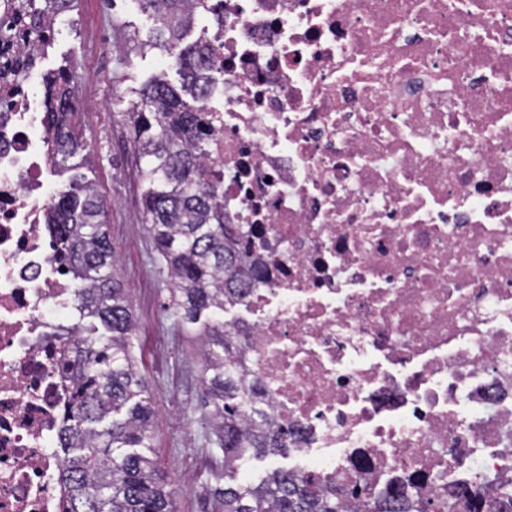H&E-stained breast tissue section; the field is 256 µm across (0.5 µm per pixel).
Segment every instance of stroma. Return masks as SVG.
<instances>
[{
    "label": "stroma",
    "mask_w": 512,
    "mask_h": 512,
    "mask_svg": "<svg viewBox=\"0 0 512 512\" xmlns=\"http://www.w3.org/2000/svg\"><path fill=\"white\" fill-rule=\"evenodd\" d=\"M143 17L127 0H79L75 18L59 20L36 69L44 74L67 66L76 76L81 131L93 148L81 172L106 203V223L120 254L118 275L130 290L136 319L137 367L156 410L155 457L174 481L176 512H218L224 455L208 443L212 427L201 395L197 345L173 322V285L141 221L140 176L123 117L128 99L145 82L177 79L173 58L131 50L129 33L149 35Z\"/></svg>",
    "instance_id": "obj_1"
}]
</instances>
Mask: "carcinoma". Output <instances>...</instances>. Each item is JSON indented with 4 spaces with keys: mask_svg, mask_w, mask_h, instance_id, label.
<instances>
[{
    "mask_svg": "<svg viewBox=\"0 0 512 512\" xmlns=\"http://www.w3.org/2000/svg\"><path fill=\"white\" fill-rule=\"evenodd\" d=\"M78 0H9L0 20V48L19 45L16 71L39 56L28 46L45 26L75 10ZM159 23L141 49L177 56V83L154 81L128 100L130 128L144 182L142 211L155 251L174 284L170 308L200 342L202 385L224 470L245 456L288 451V430L271 428L268 413L253 405V388L232 374L239 346L224 323L210 315L261 280L249 261L237 225L224 223L216 186L202 166L206 132L198 127L204 49L181 47L194 22L186 0H141ZM53 157L64 165L90 153L78 132L74 82L67 67L44 74ZM105 203L78 175L58 191L50 213L56 260L78 281V310L100 326L83 329L77 350L79 383L65 413L60 512H176L168 476L143 449L153 444L154 407L132 352L135 318L129 289L105 224ZM222 512H345L336 491L320 477L275 470L255 485L218 491Z\"/></svg>",
    "mask_w": 512,
    "mask_h": 512,
    "instance_id": "obj_1",
    "label": "carcinoma"
}]
</instances>
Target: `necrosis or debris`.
I'll return each instance as SVG.
<instances>
[{"label": "necrosis or debris", "instance_id": "1", "mask_svg": "<svg viewBox=\"0 0 512 512\" xmlns=\"http://www.w3.org/2000/svg\"><path fill=\"white\" fill-rule=\"evenodd\" d=\"M204 167L263 271L235 375L363 512H512V0H189ZM33 72L0 77V512H58L77 288ZM361 490L347 496L348 486Z\"/></svg>", "mask_w": 512, "mask_h": 512}]
</instances>
